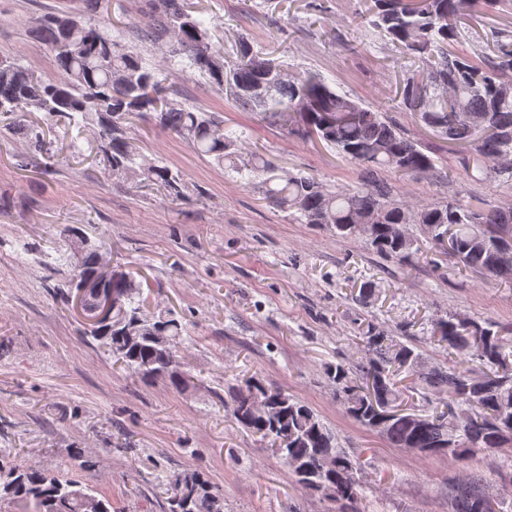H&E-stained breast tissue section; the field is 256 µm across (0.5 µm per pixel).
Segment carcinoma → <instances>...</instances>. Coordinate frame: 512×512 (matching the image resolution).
I'll return each instance as SVG.
<instances>
[{"label": "carcinoma", "instance_id": "carcinoma-1", "mask_svg": "<svg viewBox=\"0 0 512 512\" xmlns=\"http://www.w3.org/2000/svg\"><path fill=\"white\" fill-rule=\"evenodd\" d=\"M504 0H371L372 24L385 31L410 59L425 66L399 86L400 107L456 147L470 153L482 182L495 170L512 171V30L496 31L487 50L472 57L452 50L459 28L476 12ZM34 37L53 56L58 76L46 78L22 59H0V128L25 131L44 169L59 163L43 133L27 124L34 112L77 128L97 127L96 155L117 176L134 175L137 185H156L168 197H185L180 171L150 162L128 136L134 121L152 113L155 125L188 139L195 151L259 181L264 198L286 209L300 224L326 226L343 241L362 238L377 253L413 260L417 239L402 230L416 224L434 252L465 268L512 284V207L484 209L461 199L410 207L395 183L435 171L420 141L383 113L336 93L319 77L290 76L276 60L244 48L228 59L210 42L205 22L188 12L186 0H157L149 22L138 30L142 43H162L169 56L188 60L234 102L252 112H270L283 125L304 130L360 167V182L331 188L314 174H293L260 154L244 157L238 139L224 134L209 112L185 106L166 94V72L146 65L137 47L96 23L47 13L29 19ZM74 259L72 281L103 275L102 252L76 227L67 228ZM119 305L109 320L89 326L115 361L141 379H167L186 388L179 345L185 327L174 316L151 318L141 285L131 272L105 280ZM494 323L482 325L451 315L435 324V340L448 348L449 364L425 370L421 353L369 325L360 339L369 361L358 370L340 363L325 367L346 413L376 431L392 447L464 462L478 450L512 444V351ZM430 391L439 400L419 413L405 411L412 394ZM233 417L275 456L296 483L349 505L362 486L359 458L340 448L336 435L308 405L259 381H248L233 398ZM164 512H212L224 496L202 474L169 479ZM485 492L481 477L453 488V512H475ZM0 500L22 512H112V502L79 480L34 467L0 466Z\"/></svg>", "mask_w": 512, "mask_h": 512}]
</instances>
